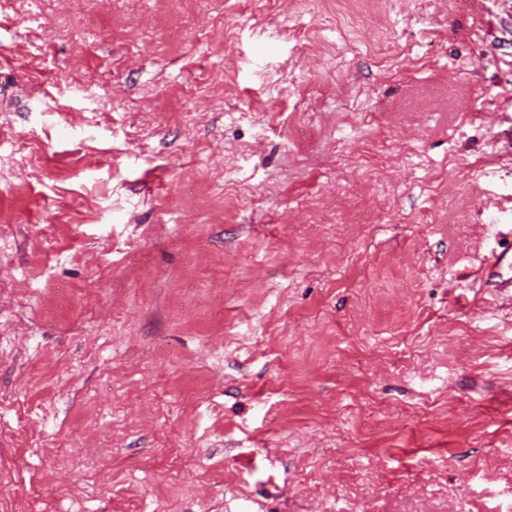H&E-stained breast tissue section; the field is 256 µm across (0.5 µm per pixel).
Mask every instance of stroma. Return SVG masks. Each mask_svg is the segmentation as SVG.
Masks as SVG:
<instances>
[{"label":"stroma","instance_id":"obj_1","mask_svg":"<svg viewBox=\"0 0 512 512\" xmlns=\"http://www.w3.org/2000/svg\"><path fill=\"white\" fill-rule=\"evenodd\" d=\"M511 242L498 0H0V512H512Z\"/></svg>","mask_w":512,"mask_h":512}]
</instances>
